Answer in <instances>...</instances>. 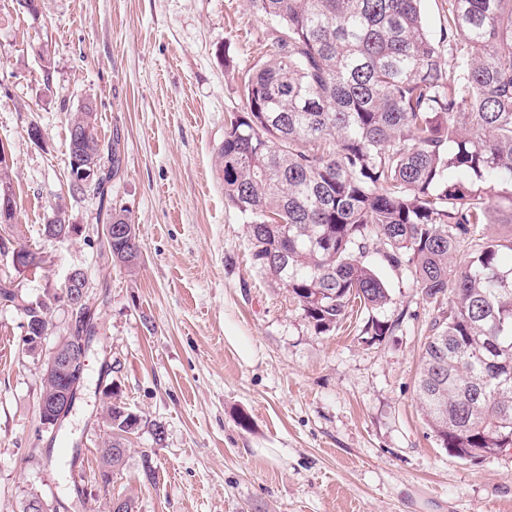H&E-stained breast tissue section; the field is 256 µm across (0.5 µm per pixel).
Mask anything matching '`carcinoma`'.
Listing matches in <instances>:
<instances>
[{
    "instance_id": "obj_1",
    "label": "carcinoma",
    "mask_w": 512,
    "mask_h": 512,
    "mask_svg": "<svg viewBox=\"0 0 512 512\" xmlns=\"http://www.w3.org/2000/svg\"><path fill=\"white\" fill-rule=\"evenodd\" d=\"M282 36L243 82L245 111L218 150L224 198L247 220L251 260L283 288L318 334L359 303L362 333L380 342L392 326L373 313L390 289L363 261L375 237L393 267H407L433 304L415 388L425 425L459 459L512 448V0H448L439 32L421 0H251ZM456 58L451 76L443 54ZM68 125L69 166L122 165L119 136L103 145L86 99ZM136 265L138 238L104 245ZM11 281L0 305L19 308ZM21 309V308H19ZM53 304L23 308L50 327ZM112 448L101 468L120 469L124 435L160 425L117 402Z\"/></svg>"
}]
</instances>
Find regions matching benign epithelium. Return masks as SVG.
I'll return each instance as SVG.
<instances>
[{
  "label": "benign epithelium",
  "mask_w": 512,
  "mask_h": 512,
  "mask_svg": "<svg viewBox=\"0 0 512 512\" xmlns=\"http://www.w3.org/2000/svg\"><path fill=\"white\" fill-rule=\"evenodd\" d=\"M101 170L92 164L70 175L71 186L82 192L94 189L100 179ZM79 228L74 224H55L46 233L49 241H61L77 234ZM0 254L11 256L13 265L27 271L45 261L43 253L30 256L15 243L0 240ZM63 291L48 289L38 301L59 297L66 310L65 332L51 348L45 347L48 331L23 322V347L28 353L43 355L41 381L45 389L38 399V411L41 428L57 432L72 411L81 391L87 366L86 357L90 348L88 332L92 328V307L88 300V278L82 270L70 272L62 285Z\"/></svg>",
  "instance_id": "benign-epithelium-1"
}]
</instances>
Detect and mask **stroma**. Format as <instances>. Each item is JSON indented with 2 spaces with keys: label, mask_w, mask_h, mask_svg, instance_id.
<instances>
[{
  "label": "stroma",
  "mask_w": 512,
  "mask_h": 512,
  "mask_svg": "<svg viewBox=\"0 0 512 512\" xmlns=\"http://www.w3.org/2000/svg\"><path fill=\"white\" fill-rule=\"evenodd\" d=\"M279 36L250 0H41L34 16L0 0V144L17 231L47 256L33 277L0 256V279L34 300L84 270L97 322L52 440L36 432L41 361L22 351L20 312L0 307V512L32 493L57 512H107L115 496L135 512H512V450L462 460L425 425L414 381L433 307L382 245L366 260L390 287L378 317L394 330L376 344L362 313L315 333L252 265L217 153L244 74ZM87 98L101 140L120 138L111 195L141 246L130 269L104 252L97 199L68 189V114ZM58 205L79 233L49 243ZM109 391L164 437L127 436L104 486Z\"/></svg>",
  "instance_id": "obj_1"
}]
</instances>
